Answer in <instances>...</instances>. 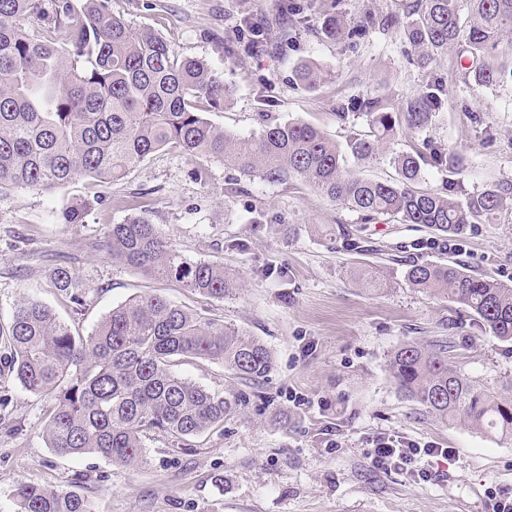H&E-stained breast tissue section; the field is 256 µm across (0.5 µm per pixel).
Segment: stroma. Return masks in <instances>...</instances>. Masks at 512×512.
<instances>
[{"instance_id": "stroma-1", "label": "stroma", "mask_w": 512, "mask_h": 512, "mask_svg": "<svg viewBox=\"0 0 512 512\" xmlns=\"http://www.w3.org/2000/svg\"><path fill=\"white\" fill-rule=\"evenodd\" d=\"M301 13L286 19L282 0H108L134 29L149 27L179 53L208 62L234 89L210 121L247 137L260 132L263 108L301 120L338 145L369 134L349 102L382 98L388 111L430 78L441 80L444 104L428 127L397 128L385 157L361 165V175L398 177L389 156L442 145L462 155V174L423 166L421 188L453 182L476 193L512 182V83L470 85L457 51L427 70L407 58L396 30L370 32L358 43L328 37L322 25L338 15L348 24L367 14L404 16L414 0H296ZM263 30L265 48L240 50L242 22ZM235 54H228V47ZM328 70L309 91L294 78L299 63ZM482 113L483 125L471 120ZM78 199L92 208L81 224L61 213ZM158 230L191 261L222 263L239 292L218 301L178 284L145 277L99 251L108 225L121 223L138 203ZM297 225L287 235L283 225ZM346 225L365 254L346 250L337 234ZM426 228L387 218L366 221L330 201L307 182L269 184L241 176L217 160L159 151L124 179H84L50 191L0 193V324L26 295L53 307L80 336L113 307L157 294L204 317L247 331L272 351L274 368L256 381L211 361L177 368L179 375L237 397L238 412L223 427L176 445L147 439L146 464L123 468L93 454L63 457L42 435L43 404L12 377L0 347V416L21 422L0 429V512H14L20 483L75 490L94 512H490L493 496L512 492V442L445 423L402 397L387 361L405 342L446 346L460 371L493 385L512 377V345L459 319L443 296L407 288L401 248L428 239ZM467 270L512 284V208L470 235L457 253ZM68 264L83 284L72 307L50 282ZM288 423H273L275 414ZM458 449L452 459L425 457L419 481L371 462L378 434Z\"/></svg>"}]
</instances>
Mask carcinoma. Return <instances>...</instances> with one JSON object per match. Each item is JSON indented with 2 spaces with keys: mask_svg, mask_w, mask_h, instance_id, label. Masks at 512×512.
<instances>
[{
  "mask_svg": "<svg viewBox=\"0 0 512 512\" xmlns=\"http://www.w3.org/2000/svg\"><path fill=\"white\" fill-rule=\"evenodd\" d=\"M466 9L464 18L459 0H416L403 22L369 15L345 31L333 16L325 29L332 37L362 39L375 27L399 24L422 68L460 46L470 55L466 71L476 86L512 79V62L496 69L479 64L504 45L512 52V0H466ZM30 17L40 21L35 32L24 27ZM296 75L315 90L328 72L303 62ZM229 97L223 76L207 62L181 56L150 28L132 30L112 14L108 0H85L79 13L70 0H0V189L119 181L154 152L173 148L272 184L302 179L366 220L421 224L433 234L430 244L452 242L457 251L478 225L512 203L511 182L460 196L419 190L420 153L390 157L398 172L394 182L366 179L346 167L340 147L317 128L267 112L259 135L236 137L200 112L201 101L220 109ZM442 102L437 79L400 113L385 111L377 98L362 102L372 138L350 139L347 151L358 162L382 155L396 124L423 129ZM428 150L430 165L464 171L463 159L435 144ZM91 207L73 202L64 223H83ZM101 249L117 263L210 299L238 288L224 265L186 259L143 209L108 225ZM403 278L410 288L460 305L482 331L512 343V285L472 275L456 260H411ZM51 280L71 303L82 304L71 268L57 265ZM0 344L22 388L49 403L43 424L48 447L60 456L96 454L125 467L147 463L144 440L157 433L183 442L238 411L239 399L180 376L176 366L214 361L246 380L265 378L274 366L259 338L156 295L112 308L86 337L74 335L51 307L22 295L0 329ZM389 368L399 392L428 413L512 441V379L492 387L471 380L445 349L419 342L398 346ZM14 499L16 512H93L86 496L39 484H19Z\"/></svg>",
  "mask_w": 512,
  "mask_h": 512,
  "instance_id": "obj_1",
  "label": "carcinoma"
}]
</instances>
